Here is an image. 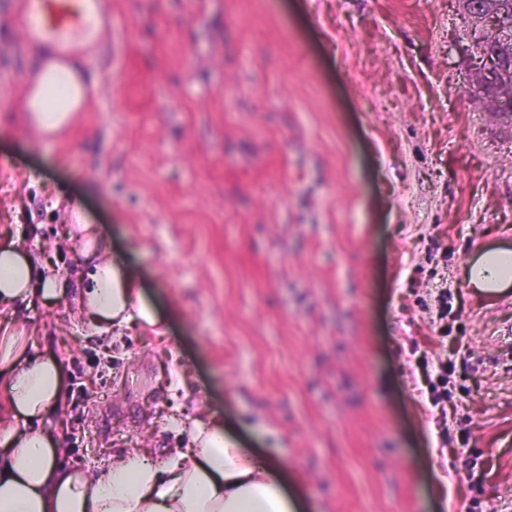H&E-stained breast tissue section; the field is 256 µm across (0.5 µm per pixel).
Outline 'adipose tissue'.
<instances>
[{
  "instance_id": "adipose-tissue-1",
  "label": "adipose tissue",
  "mask_w": 512,
  "mask_h": 512,
  "mask_svg": "<svg viewBox=\"0 0 512 512\" xmlns=\"http://www.w3.org/2000/svg\"><path fill=\"white\" fill-rule=\"evenodd\" d=\"M83 272L77 312L121 337L159 320L135 279L109 254ZM464 277L488 295L512 290V243L496 241L468 258ZM66 293L53 264L34 267L19 243L0 244V306L34 298L48 304ZM0 512H305L284 490L288 475L271 457L255 455L225 435L215 418L195 419L186 446L165 460L142 448L117 452L100 472L65 467L49 417L63 407L56 358L30 352L24 332L0 334Z\"/></svg>"
}]
</instances>
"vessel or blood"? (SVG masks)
<instances>
[{
	"label": "vessel or blood",
	"mask_w": 512,
	"mask_h": 512,
	"mask_svg": "<svg viewBox=\"0 0 512 512\" xmlns=\"http://www.w3.org/2000/svg\"><path fill=\"white\" fill-rule=\"evenodd\" d=\"M27 47L38 52V67L25 87L40 111H59L71 101L72 112L86 111L95 95L85 70L102 54L105 40L118 34L106 0H20Z\"/></svg>",
	"instance_id": "vessel-or-blood-1"
}]
</instances>
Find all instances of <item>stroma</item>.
I'll use <instances>...</instances> for the list:
<instances>
[{"label":"stroma","mask_w":512,"mask_h":512,"mask_svg":"<svg viewBox=\"0 0 512 512\" xmlns=\"http://www.w3.org/2000/svg\"><path fill=\"white\" fill-rule=\"evenodd\" d=\"M119 61L51 142L24 119L37 60L0 0V236L76 272L66 206L135 274L164 335L110 334L65 303L18 304L56 357L66 460L184 442L201 412L279 449L316 512H466L465 461L512 512V293L465 284L512 241V123L472 100L458 0H109ZM474 351L468 445L442 448L412 381L434 300Z\"/></svg>","instance_id":"1"}]
</instances>
